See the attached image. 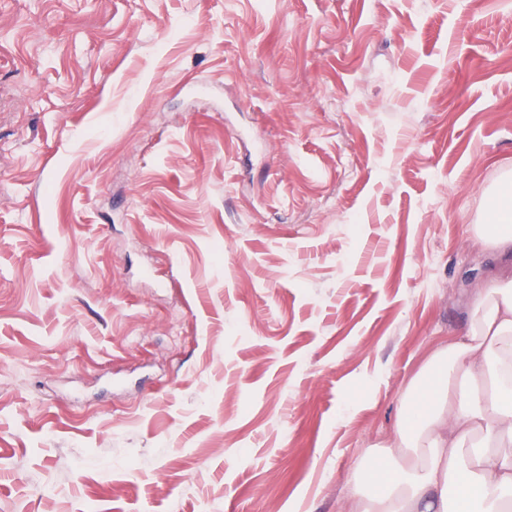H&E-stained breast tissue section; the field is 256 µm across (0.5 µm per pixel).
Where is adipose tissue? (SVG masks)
<instances>
[{
  "mask_svg": "<svg viewBox=\"0 0 512 512\" xmlns=\"http://www.w3.org/2000/svg\"><path fill=\"white\" fill-rule=\"evenodd\" d=\"M477 232L512 250V178L488 195ZM410 399L393 450L356 478L351 512H512V276L479 293Z\"/></svg>",
  "mask_w": 512,
  "mask_h": 512,
  "instance_id": "1",
  "label": "adipose tissue"
}]
</instances>
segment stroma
Masks as SVG:
<instances>
[{
	"mask_svg": "<svg viewBox=\"0 0 512 512\" xmlns=\"http://www.w3.org/2000/svg\"><path fill=\"white\" fill-rule=\"evenodd\" d=\"M509 170L512 0H0V512H350Z\"/></svg>",
	"mask_w": 512,
	"mask_h": 512,
	"instance_id": "35a3bbf8",
	"label": "stroma"
}]
</instances>
